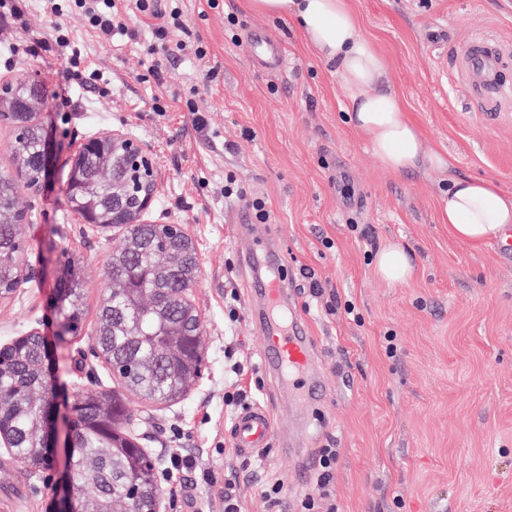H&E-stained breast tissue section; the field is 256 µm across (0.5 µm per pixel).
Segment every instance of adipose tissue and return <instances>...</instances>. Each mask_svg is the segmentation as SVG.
<instances>
[{
  "label": "adipose tissue",
  "instance_id": "obj_1",
  "mask_svg": "<svg viewBox=\"0 0 512 512\" xmlns=\"http://www.w3.org/2000/svg\"><path fill=\"white\" fill-rule=\"evenodd\" d=\"M245 9L293 20L306 45L335 66L350 119L381 167L399 175L418 169L447 173L439 216L458 242L479 245L512 229V196L486 179L451 175L446 151L426 148L400 97L386 85L387 62L365 34L350 0H243Z\"/></svg>",
  "mask_w": 512,
  "mask_h": 512
}]
</instances>
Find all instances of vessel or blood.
Masks as SVG:
<instances>
[{
    "mask_svg": "<svg viewBox=\"0 0 512 512\" xmlns=\"http://www.w3.org/2000/svg\"><path fill=\"white\" fill-rule=\"evenodd\" d=\"M506 57L498 43L484 38L474 39L458 54L462 68L475 79V96L487 104H494L505 89L497 72ZM241 256L246 265L260 268L264 273L263 284L257 290L260 311L254 317L265 338L260 355L262 368L278 377L282 391L296 403H318L321 392L312 377L313 342L303 321L293 314L288 290L279 276V270L286 262L284 251L270 238L254 235L244 240ZM274 433V414L261 404L243 408L232 426L235 446L246 455L261 453L269 447Z\"/></svg>",
    "mask_w": 512,
    "mask_h": 512,
    "instance_id": "1",
    "label": "vessel or blood"
}]
</instances>
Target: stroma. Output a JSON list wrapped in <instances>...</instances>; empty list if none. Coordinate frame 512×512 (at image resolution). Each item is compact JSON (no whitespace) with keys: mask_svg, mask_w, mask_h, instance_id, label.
Segmentation results:
<instances>
[{"mask_svg":"<svg viewBox=\"0 0 512 512\" xmlns=\"http://www.w3.org/2000/svg\"><path fill=\"white\" fill-rule=\"evenodd\" d=\"M363 28L388 64L426 147L447 151L451 174L480 177L512 194V98L489 111L460 70V48L489 37L512 48V0H352ZM187 24L209 49L168 63L167 88L192 93L195 112L157 111L159 89L142 81L150 58L148 29L138 40L98 38L80 17L66 24L103 88L74 81L72 101L45 100L36 118L51 142L48 177L39 190L19 189L17 207L35 210L25 228V267L33 277L0 299V345L40 327L60 404L121 390L90 347L106 292L103 261L124 244L122 229L101 230L68 211L66 174L73 148L119 130L148 152L157 181L151 224L182 225L200 263L193 286L204 321L206 368L183 398L147 403L127 394L131 431L153 451L161 486L181 485L168 512H224V479L236 478L241 512H262L261 492L283 487L284 512L316 489V455H338L322 508L334 512H512V256L501 241L474 248L441 224L438 193L446 174L393 175L373 156L347 118L336 74L306 46L292 20L241 10L238 0H184ZM50 25L35 0L21 19L0 22V89L19 72L43 85L67 67L53 47L39 46ZM271 37L283 59L258 57L254 42ZM218 75L203 83L204 67ZM204 128H196L194 114ZM234 178L246 199L224 195ZM266 204L261 233L288 251L285 284L314 339L324 397L294 408L262 371L264 338L241 317L224 316V294L246 305L252 273L237 244L236 218L250 199ZM407 247L416 265L392 286L374 269L388 242ZM86 266L87 313L79 334L58 345L52 301L67 253ZM323 294L309 296L310 280ZM358 313L349 318L345 302ZM396 335L387 355L383 337ZM245 366V376L229 370ZM248 391L249 403L279 413L263 454L241 455L224 395ZM183 455L191 468L172 473ZM52 492L43 475L0 451V512H45Z\"/></svg>","mask_w":512,"mask_h":512,"instance_id":"35a3bbf8","label":"stroma"}]
</instances>
